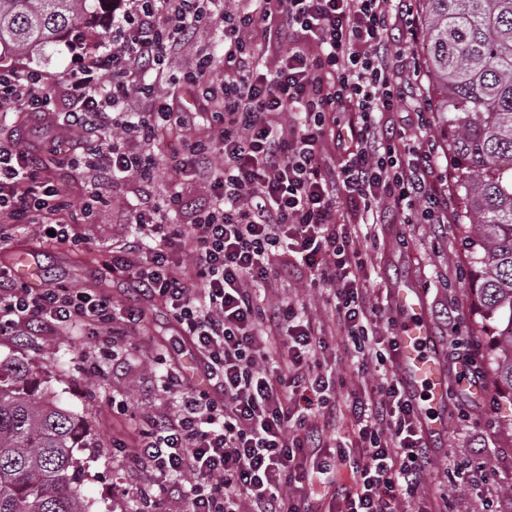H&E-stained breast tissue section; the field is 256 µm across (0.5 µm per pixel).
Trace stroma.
<instances>
[{
    "label": "stroma",
    "instance_id": "35a3bbf8",
    "mask_svg": "<svg viewBox=\"0 0 512 512\" xmlns=\"http://www.w3.org/2000/svg\"><path fill=\"white\" fill-rule=\"evenodd\" d=\"M235 7L234 0H223L222 8L209 15L193 38L168 50L163 83L168 95L195 97L196 90L185 75L195 70L205 53L215 50L224 37V15ZM95 56L93 50L80 51L62 41L34 54L0 55V65L21 62L58 76L88 65ZM206 127V121L197 118L149 146L155 160L153 197L157 202L176 191L189 198L206 196V184L174 180L164 161L170 145ZM51 168L70 187L74 206L94 204L92 222L84 229L87 244L47 242L39 225L23 224L13 228L9 241L0 245V262L11 263L17 250H27L40 267L45 285L90 289L112 296L120 305L146 308V322L139 332L126 337L118 367L105 369L100 378H88L83 362L84 355L96 351L97 337L72 328L0 339V359L20 362L41 379L43 389L62 407L86 422L92 445L78 449L76 456L83 463L80 492L90 512H139V501L112 490L126 475L125 459L112 442L139 436L147 416L172 410L173 395L164 390L162 375L168 361L175 359L181 338L160 305L145 301L130 283L113 279L109 269L113 247L121 245L131 230L138 202L134 182L104 186L68 163L55 162ZM354 246L371 298L400 288L420 294L426 325L448 368V400L434 409L444 425L431 438L435 464L424 490L432 512H512V396L498 386L490 369L481 395L471 394L466 384L457 381L459 354L474 342L484 348L489 345L467 291L471 268L459 224L449 225L443 233L430 224H384L377 236L357 237ZM288 298L303 303L326 336L338 334L333 309L308 278L288 281L268 295L272 303ZM116 400L123 401V410L113 409Z\"/></svg>",
    "mask_w": 512,
    "mask_h": 512
}]
</instances>
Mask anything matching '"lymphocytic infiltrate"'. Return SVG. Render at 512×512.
<instances>
[{
    "mask_svg": "<svg viewBox=\"0 0 512 512\" xmlns=\"http://www.w3.org/2000/svg\"><path fill=\"white\" fill-rule=\"evenodd\" d=\"M130 2L113 16L116 33L92 65L56 80L34 68H0V106L26 116L0 137V223L39 225L60 244L84 241L80 228L92 209H74L29 149L34 139L74 166L135 181L134 230L112 252V275L131 276L195 351L201 385L168 372L175 411L152 416L123 448L128 469L153 476V487L132 485L124 495L147 498L150 512H168L171 501L180 512H324L314 493L291 485L346 465L351 483L333 490L342 512H403L426 484L432 456L402 375L384 370L398 353L395 321L370 301L342 217L370 227L444 224L452 211L436 173L438 143L412 146L381 123L401 106L431 109L414 51L423 37L418 0H238L219 57L223 110L211 130L168 155L175 178H203L210 193L195 202L175 193L162 205L145 148L188 115L158 77L170 43L193 35L220 0ZM255 28L279 52L274 71L241 37ZM132 94L150 98L148 108L125 111ZM50 112L52 125L40 126ZM340 112L346 124L337 123ZM328 142L339 166L323 154ZM182 212L189 222L171 223ZM297 270L331 294L356 370L380 373L345 403L330 395L323 330L298 304L265 301L268 288ZM145 316L108 296L19 285L0 269V335L87 330L102 351L87 360L92 376ZM346 419L352 443L316 470L300 469Z\"/></svg>",
    "mask_w": 512,
    "mask_h": 512,
    "instance_id": "obj_1",
    "label": "lymphocytic infiltrate"
}]
</instances>
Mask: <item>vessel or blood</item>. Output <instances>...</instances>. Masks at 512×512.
<instances>
[{"mask_svg": "<svg viewBox=\"0 0 512 512\" xmlns=\"http://www.w3.org/2000/svg\"><path fill=\"white\" fill-rule=\"evenodd\" d=\"M397 306L407 312V320L398 329V361L411 387L427 385L435 404L448 398V372L422 316V299L410 289H400L394 295Z\"/></svg>", "mask_w": 512, "mask_h": 512, "instance_id": "1", "label": "vessel or blood"}]
</instances>
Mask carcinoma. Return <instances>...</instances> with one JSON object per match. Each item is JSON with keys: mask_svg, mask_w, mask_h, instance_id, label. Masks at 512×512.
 Returning a JSON list of instances; mask_svg holds the SVG:
<instances>
[{"mask_svg": "<svg viewBox=\"0 0 512 512\" xmlns=\"http://www.w3.org/2000/svg\"><path fill=\"white\" fill-rule=\"evenodd\" d=\"M109 0H0V49L41 51L96 26ZM435 123L447 142L477 314L495 320L490 355L512 391V0H419ZM83 420L0 360V512H86L76 448Z\"/></svg>", "mask_w": 512, "mask_h": 512, "instance_id": "obj_1", "label": "carcinoma"}]
</instances>
